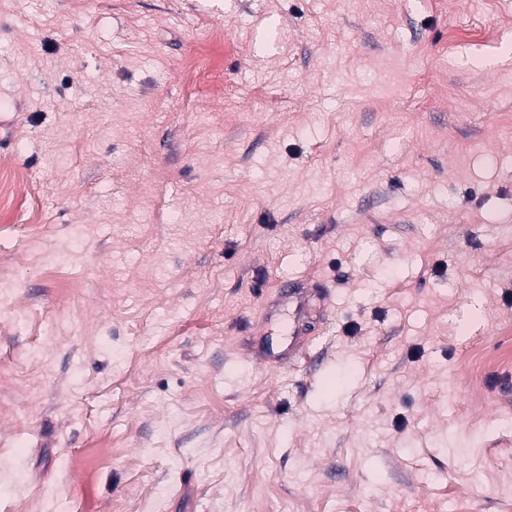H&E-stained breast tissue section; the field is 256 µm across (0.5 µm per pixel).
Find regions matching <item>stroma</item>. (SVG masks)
I'll list each match as a JSON object with an SVG mask.
<instances>
[{"label":"stroma","mask_w":512,"mask_h":512,"mask_svg":"<svg viewBox=\"0 0 512 512\" xmlns=\"http://www.w3.org/2000/svg\"><path fill=\"white\" fill-rule=\"evenodd\" d=\"M455 2L0 0V172L45 190L0 229V512H512V365L458 361L512 322V0ZM278 289V298L284 306V310L281 317H286L289 321V335L297 332V326L300 320L303 318L306 312V299L304 292L301 289H297L295 285L289 284L288 282L281 283Z\"/></svg>","instance_id":"stroma-1"}]
</instances>
